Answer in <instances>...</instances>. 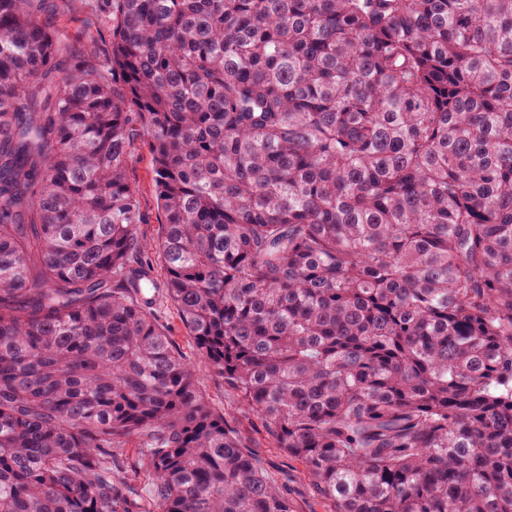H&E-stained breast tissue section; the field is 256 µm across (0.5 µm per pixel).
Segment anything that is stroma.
<instances>
[{"label": "stroma", "mask_w": 512, "mask_h": 512, "mask_svg": "<svg viewBox=\"0 0 512 512\" xmlns=\"http://www.w3.org/2000/svg\"><path fill=\"white\" fill-rule=\"evenodd\" d=\"M108 7V0H71L69 11L57 16L56 21L77 42H92L100 59L107 60L112 56ZM131 152L128 179L137 191L138 231L144 238L153 239L160 232L164 216L154 191L153 165L144 123L136 125ZM153 315L157 323L170 332L178 352L195 366L197 383L211 408L223 415L226 427L236 435L242 448L282 490L292 512H331V503L315 493L301 462L276 448L264 420L244 409L223 379L204 366L172 302L160 299ZM123 460L124 476L135 488L145 512H156L151 493L152 480L139 440H131L126 445Z\"/></svg>", "instance_id": "stroma-1"}]
</instances>
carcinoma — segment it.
Returning <instances> with one entry per match:
<instances>
[{
    "label": "carcinoma",
    "instance_id": "1",
    "mask_svg": "<svg viewBox=\"0 0 512 512\" xmlns=\"http://www.w3.org/2000/svg\"><path fill=\"white\" fill-rule=\"evenodd\" d=\"M0 0V512H512V0ZM164 232L138 233L132 114ZM166 279L153 276L149 253ZM70 9L64 15L56 16L58 24L63 26L69 35L79 43L93 37V47L102 60L112 57V31L108 18L110 1L106 0H72ZM96 18L98 24L89 29L87 21ZM157 323L166 328L177 351L196 368L199 388L211 408L224 415V422L252 456L282 490L293 512H332L333 505L320 498L305 474L300 461L276 448L264 420L244 409L236 395L221 377L208 370L189 336L185 333L176 307L168 299H160L154 306ZM141 448L140 442L136 438L126 445L123 455V476L137 491L144 510L146 512H157L151 493L152 480Z\"/></svg>",
    "mask_w": 512,
    "mask_h": 512
}]
</instances>
